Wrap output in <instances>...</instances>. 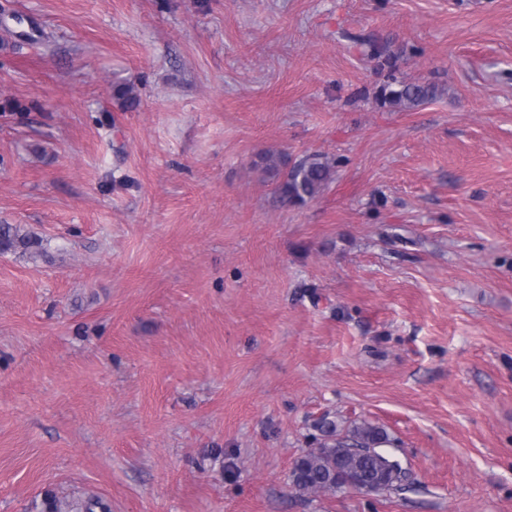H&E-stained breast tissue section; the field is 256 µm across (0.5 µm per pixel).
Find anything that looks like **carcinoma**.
I'll return each mask as SVG.
<instances>
[{
  "label": "carcinoma",
  "mask_w": 512,
  "mask_h": 512,
  "mask_svg": "<svg viewBox=\"0 0 512 512\" xmlns=\"http://www.w3.org/2000/svg\"><path fill=\"white\" fill-rule=\"evenodd\" d=\"M445 88L428 80L388 78L378 90L381 103L400 111H411L440 97ZM263 171L275 179V191L284 204L304 206L316 199L331 181L336 161L315 153L286 167L278 154L261 158ZM35 251L41 255L39 242L20 233L13 224H0V252ZM319 432L317 447L298 457L288 479L299 494L317 495L352 490L359 484L372 493L390 491L402 481L405 473L394 469L380 448H391L394 441L387 429L363 420L342 428L335 419L323 415L315 423ZM44 512H110L109 504L98 497H87L60 503L45 498Z\"/></svg>",
  "instance_id": "cac0c4a2"
}]
</instances>
